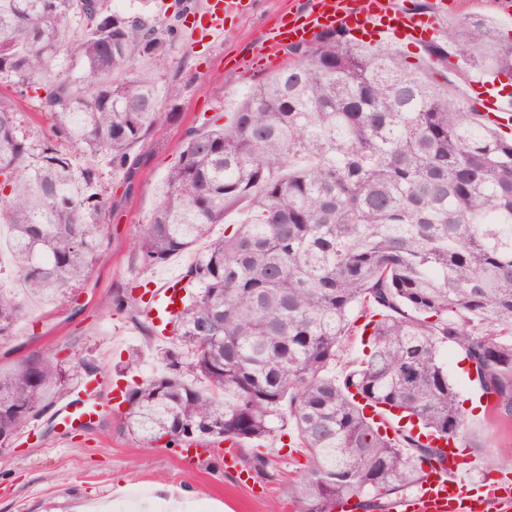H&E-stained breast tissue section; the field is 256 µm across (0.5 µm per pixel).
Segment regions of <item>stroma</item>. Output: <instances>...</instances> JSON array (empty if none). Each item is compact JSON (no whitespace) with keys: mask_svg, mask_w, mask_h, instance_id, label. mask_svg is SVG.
I'll use <instances>...</instances> for the list:
<instances>
[{"mask_svg":"<svg viewBox=\"0 0 512 512\" xmlns=\"http://www.w3.org/2000/svg\"><path fill=\"white\" fill-rule=\"evenodd\" d=\"M289 2L242 0L241 11L226 17L220 39L181 32L170 51L167 116L152 130L149 147L132 150L124 168L96 160L106 199L98 258L61 302L27 301L14 335L0 340V368L10 369L32 354L70 353L71 372H80L85 363L101 368L103 380L93 399L104 410L95 427L70 434L52 419L68 391L49 393L45 409L0 451V512H92L115 501L124 512H145L157 504L162 484L186 493L193 512H296L294 489L308 468V456L300 449L267 440L236 449L209 443L188 461L164 443L147 444L130 435L121 411L107 406L114 384L161 375L158 354L170 345L138 313L131 284L185 275L206 250L200 243L165 263H143L136 244L160 200L164 176L192 130L205 118L234 111L250 86L273 75L275 67H252L251 48L261 32L276 25ZM447 361L470 411L466 444L477 464L473 488L478 491L486 478L512 471V457L502 453L512 447V424L484 415L466 365L452 353ZM229 450L266 465L243 481L239 471L224 468Z\"/></svg>","mask_w":512,"mask_h":512,"instance_id":"stroma-1","label":"stroma"}]
</instances>
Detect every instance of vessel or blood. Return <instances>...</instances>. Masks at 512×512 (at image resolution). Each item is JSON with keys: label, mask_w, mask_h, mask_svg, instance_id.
<instances>
[{"label": "vessel or blood", "mask_w": 512, "mask_h": 512, "mask_svg": "<svg viewBox=\"0 0 512 512\" xmlns=\"http://www.w3.org/2000/svg\"><path fill=\"white\" fill-rule=\"evenodd\" d=\"M240 0H209L199 15L206 36L217 38L224 33V18ZM428 16H421L405 0H301L289 9L288 19L269 30L253 54L266 57L274 48L314 41L324 31L342 29L354 35L374 32L380 41L425 43L437 37L448 16L447 0H429ZM477 108L500 124L512 123V109L497 95L479 99ZM181 280L168 278L155 286L149 295V312L155 326H162L181 306ZM96 406L89 399L75 396L60 403L54 420L71 430L92 419ZM425 476L414 491L397 496L392 512H512V471L500 473L484 484L481 494L471 492L467 469L460 466L456 447L440 449L439 457L424 468Z\"/></svg>", "instance_id": "1"}]
</instances>
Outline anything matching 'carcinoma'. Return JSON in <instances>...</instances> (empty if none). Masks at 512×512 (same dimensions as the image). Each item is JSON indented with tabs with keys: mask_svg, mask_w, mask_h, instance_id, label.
Listing matches in <instances>:
<instances>
[{
	"mask_svg": "<svg viewBox=\"0 0 512 512\" xmlns=\"http://www.w3.org/2000/svg\"><path fill=\"white\" fill-rule=\"evenodd\" d=\"M187 7L178 0L161 21L112 0H0V80L52 120L37 145L0 95V224L22 284L20 295L0 290V339L25 297L63 298L98 254L103 189L58 143L115 167L149 146ZM496 38L474 18L447 35L471 67L512 74V42ZM287 52L291 63L226 123L218 114L189 135L165 176L137 242L144 263L193 248L215 224L224 237L188 270L194 290L161 352L164 373L126 385L124 424L183 449L272 439L288 421L289 447L311 460L298 512H335L347 497L380 512L438 455L401 417L465 446L443 350L512 423V135L448 94L439 44L427 47L429 71L336 30ZM353 332L368 352L338 376ZM68 363L32 355L0 371V437L68 385ZM368 407L398 433H381Z\"/></svg>",
	"mask_w": 512,
	"mask_h": 512,
	"instance_id": "1",
	"label": "carcinoma"
}]
</instances>
